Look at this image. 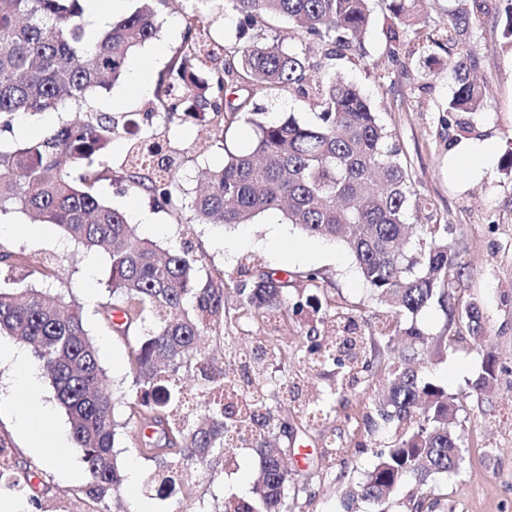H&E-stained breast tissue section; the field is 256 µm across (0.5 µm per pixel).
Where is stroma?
<instances>
[{
    "instance_id": "35a3bbf8",
    "label": "stroma",
    "mask_w": 512,
    "mask_h": 512,
    "mask_svg": "<svg viewBox=\"0 0 512 512\" xmlns=\"http://www.w3.org/2000/svg\"><path fill=\"white\" fill-rule=\"evenodd\" d=\"M454 5V0H429L415 33L397 44L387 34L391 23L387 0H370L371 23L362 37L361 54L335 59L324 57L321 47L282 17L264 18L245 31L239 27L238 16L230 11L218 17L204 11L203 21L224 33L230 43L240 36L247 42L274 41L286 48L304 49L323 70L357 86L380 122L394 134L401 158L412 174L413 191L427 201L425 208L409 210L408 221L447 226L448 245L466 265L458 293L466 300H480L488 327L486 347L480 350L467 333L450 322L447 308L435 303L417 316L424 332L444 343L438 356L424 362L422 375L455 396L459 410L454 427L470 442L462 473L449 478L437 492L438 512H512V171L496 161L482 180L470 183L449 171L448 141L453 132L448 127L446 108L456 82L448 66L445 35L448 11ZM181 34V0H170L160 17L157 40L131 58L130 68L143 69L152 79H159L181 43ZM474 40L486 63L483 108L474 118L476 135L493 141L501 155L512 146V40L503 36L490 14ZM150 100V94L138 93L125 78L95 94L92 104L116 116L128 112L141 116ZM248 110L253 120L265 123L291 115L305 123L316 120L315 105L291 90L256 94ZM252 122L226 128L223 146L200 153L194 145L207 135L208 125L181 117L171 121L153 118V129L166 133L182 159L178 193L184 201L188 203L195 196L202 172L223 164L226 151L251 148ZM101 193L123 211L137 207L153 211L155 227L144 230L143 235L161 250H177L183 240H191L199 258V279L223 273L229 284L225 291L228 304L237 303L234 287L250 283L252 270H315L319 273L315 283L289 284V301L302 294L312 295L321 300L328 313L355 310L359 331L367 337L373 335L379 318L387 312L343 245L300 234L281 213L262 215L251 224H202L188 207L176 218L155 207L149 197L120 190L115 184H103ZM2 224L10 231L0 235V247L24 252L37 263L0 269V283L11 288H41L49 282L79 303L91 334L102 343L101 361L117 399L115 415L125 423L129 414L126 404L135 396L129 344L95 314L98 304L112 298L108 255L81 251L54 224L41 225L39 237L31 238L28 229L32 221L18 210L0 214ZM487 350L496 355L500 370L495 388L479 395L471 383ZM302 358L300 348H291L287 360L269 364L266 373L294 385L299 402L305 404L335 384L336 369L330 366L311 371L304 367ZM384 386V378L375 377L368 390L350 395L348 403L337 404L331 416L316 423L308 425L291 417L293 433L281 438L280 445L308 449L307 464L300 466L292 460L288 467L302 474L313 493L312 498H299L293 512H374L372 504L354 497L352 491L373 468L375 446L390 442L392 428L351 437L348 454L335 464H327L322 453L337 433L346 432L349 415L372 412ZM0 439L9 446L18 474L26 478L21 488L0 482V512H31L29 499L33 496L41 504L40 512H96V504L82 492L86 475L78 451H70L61 460L29 455L25 440L15 431L14 417L7 411L0 413ZM118 459L122 468L133 463L138 466L136 486L121 491L122 512H133L139 502L150 512H219L225 497L251 499L260 467L255 449L233 448L213 470L195 472V497L175 493L161 499L146 484L155 464L135 450L132 428L124 430Z\"/></svg>"
}]
</instances>
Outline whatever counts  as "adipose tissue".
<instances>
[{
  "label": "adipose tissue",
  "instance_id": "ef3b65f1",
  "mask_svg": "<svg viewBox=\"0 0 512 512\" xmlns=\"http://www.w3.org/2000/svg\"><path fill=\"white\" fill-rule=\"evenodd\" d=\"M11 367L12 385L0 391V405L12 406L16 414V427L21 435L29 439L28 447L32 454L60 457L68 454L67 440L59 434L52 436L32 435L27 411L39 406V373L30 363L25 353L15 346L0 342V364Z\"/></svg>",
  "mask_w": 512,
  "mask_h": 512
}]
</instances>
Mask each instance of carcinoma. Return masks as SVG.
Masks as SVG:
<instances>
[{"instance_id": "cac0c4a2", "label": "carcinoma", "mask_w": 512, "mask_h": 512, "mask_svg": "<svg viewBox=\"0 0 512 512\" xmlns=\"http://www.w3.org/2000/svg\"><path fill=\"white\" fill-rule=\"evenodd\" d=\"M86 0H0V130L13 132L21 114L58 113V125L35 138L0 142V213L18 208L41 222L60 226L88 250L111 261L112 301L98 314L126 338L138 324L151 320L150 331L135 339L129 356L136 393L130 408L136 420L155 428L140 440L138 452L159 469L147 484L169 487L193 497L189 472L224 455L226 448L251 447L262 459L253 502L224 499L223 512H290L305 487L283 467L286 448H271L288 419L274 416L270 400L281 384L269 380L264 394L244 405L225 401L238 391L249 372L235 378L211 360L212 336L225 344L224 328L258 315L276 324L263 354L280 355L279 333L303 303L288 306V281L263 271L251 288L236 287L242 307L226 306L224 278L196 283L197 259L186 244L160 253L125 214L98 193L104 182L143 191L177 216L183 208L176 191L179 164L162 152L153 135L129 150L120 168L109 165L118 120L89 105L99 88L121 80L132 56L156 39L158 18L168 0H138L136 9L87 42ZM425 0H390L389 38L403 40L406 22L417 17ZM448 14L447 52L456 88L448 101L455 136L475 127L471 115L481 110L484 86L473 74L485 66L472 32L488 9L486 0H455ZM498 19L512 37V0H499ZM369 0H224V6L252 25L264 15L288 18L333 57L354 50L370 21ZM181 43L166 74L158 80L151 119L162 111L174 116L212 115L218 129L239 121L255 126L252 149L227 153L224 164L207 173L206 187L190 202L203 222L250 224L266 213L280 212L302 234L344 244L366 284L393 312L377 329L379 337L399 336L400 355L387 361L367 358L364 338L331 332L320 317L306 336L310 369H341L336 391L298 413L306 422L326 417L336 398L369 383L381 372L389 381L376 416L353 419L355 429L372 432L377 423L395 425L394 439L376 453V464L355 493L382 504L396 486L415 481L425 489L459 474L466 461V441L452 426L455 398L440 385L425 381L415 363L438 352L441 341L428 336L414 320L436 301L464 324L479 342L485 333L477 300L454 301L452 290L465 270L448 246V227L406 222L412 201L411 177L392 134L352 84L314 66L301 49L272 43L228 44L208 35L201 12L183 15ZM313 96L321 108L318 121L301 123L289 116L275 123L254 122L249 96L284 87ZM247 96L239 95V92ZM28 347L48 378L70 422L73 447L87 473L85 496L110 512L113 494L124 483L115 451L122 425L114 418V399L99 348L89 333L82 308L53 288H0V336ZM197 379L184 389L181 374ZM498 366L485 357L473 384L486 392L497 380ZM246 426L250 437L239 436ZM439 500L421 493L411 512H435Z\"/></svg>"}]
</instances>
